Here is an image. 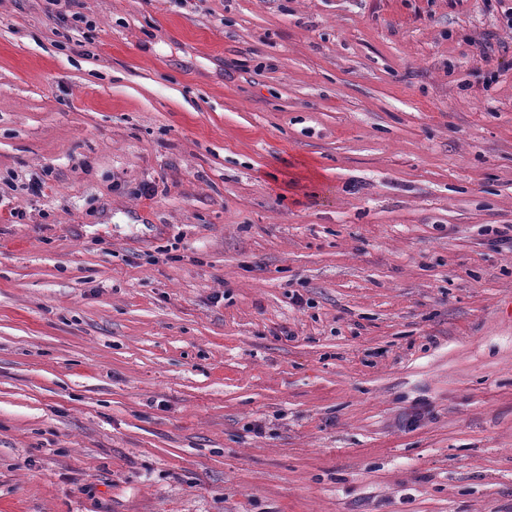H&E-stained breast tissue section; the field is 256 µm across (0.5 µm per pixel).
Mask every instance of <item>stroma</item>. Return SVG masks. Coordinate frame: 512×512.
Wrapping results in <instances>:
<instances>
[{"label": "stroma", "instance_id": "35a3bbf8", "mask_svg": "<svg viewBox=\"0 0 512 512\" xmlns=\"http://www.w3.org/2000/svg\"><path fill=\"white\" fill-rule=\"evenodd\" d=\"M510 8L0 0V512H512Z\"/></svg>", "mask_w": 512, "mask_h": 512}]
</instances>
